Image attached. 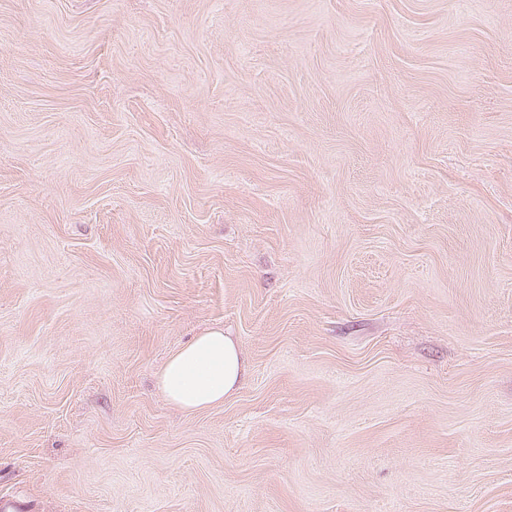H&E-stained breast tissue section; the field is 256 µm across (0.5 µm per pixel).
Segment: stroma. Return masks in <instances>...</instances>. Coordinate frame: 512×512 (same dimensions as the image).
<instances>
[{
  "label": "stroma",
  "mask_w": 512,
  "mask_h": 512,
  "mask_svg": "<svg viewBox=\"0 0 512 512\" xmlns=\"http://www.w3.org/2000/svg\"><path fill=\"white\" fill-rule=\"evenodd\" d=\"M7 505L512 512V0H0ZM247 372L238 342L222 328H213L171 355L159 375V385L173 404L196 412L224 403Z\"/></svg>",
  "instance_id": "1"
}]
</instances>
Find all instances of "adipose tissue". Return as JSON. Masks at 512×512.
<instances>
[{
  "instance_id": "obj_1",
  "label": "adipose tissue",
  "mask_w": 512,
  "mask_h": 512,
  "mask_svg": "<svg viewBox=\"0 0 512 512\" xmlns=\"http://www.w3.org/2000/svg\"><path fill=\"white\" fill-rule=\"evenodd\" d=\"M248 364L238 342L213 328L177 349L159 375V385L178 407L196 412L222 404L244 382Z\"/></svg>"
}]
</instances>
